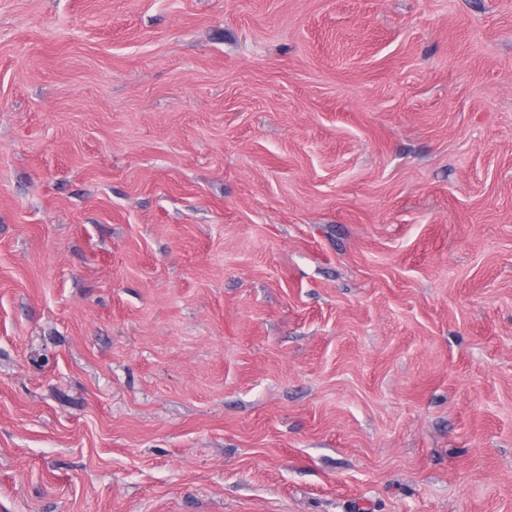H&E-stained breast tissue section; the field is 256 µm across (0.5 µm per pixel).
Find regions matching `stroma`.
Here are the masks:
<instances>
[{"label": "stroma", "instance_id": "obj_1", "mask_svg": "<svg viewBox=\"0 0 512 512\" xmlns=\"http://www.w3.org/2000/svg\"><path fill=\"white\" fill-rule=\"evenodd\" d=\"M0 512H512V0H0Z\"/></svg>", "mask_w": 512, "mask_h": 512}]
</instances>
